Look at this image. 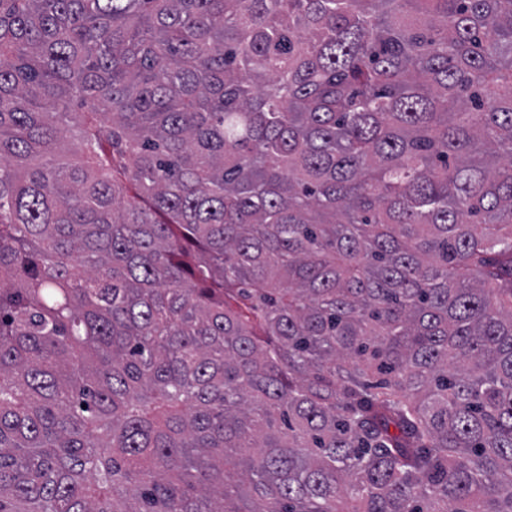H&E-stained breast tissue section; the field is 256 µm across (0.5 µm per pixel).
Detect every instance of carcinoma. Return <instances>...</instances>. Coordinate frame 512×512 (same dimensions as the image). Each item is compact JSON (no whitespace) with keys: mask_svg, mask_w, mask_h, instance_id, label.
I'll use <instances>...</instances> for the list:
<instances>
[{"mask_svg":"<svg viewBox=\"0 0 512 512\" xmlns=\"http://www.w3.org/2000/svg\"><path fill=\"white\" fill-rule=\"evenodd\" d=\"M0 512H512V0H0Z\"/></svg>","mask_w":512,"mask_h":512,"instance_id":"obj_1","label":"carcinoma"}]
</instances>
